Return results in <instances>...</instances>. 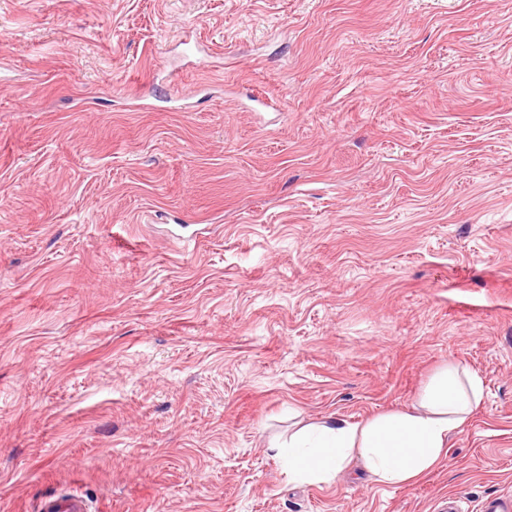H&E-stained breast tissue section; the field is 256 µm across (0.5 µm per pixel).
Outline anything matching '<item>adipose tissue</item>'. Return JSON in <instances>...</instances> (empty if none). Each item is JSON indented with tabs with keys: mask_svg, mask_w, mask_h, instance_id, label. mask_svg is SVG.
<instances>
[{
	"mask_svg": "<svg viewBox=\"0 0 512 512\" xmlns=\"http://www.w3.org/2000/svg\"><path fill=\"white\" fill-rule=\"evenodd\" d=\"M481 379L457 365L439 370L418 405L363 423L325 418L301 425L270 448L289 479L330 484L351 466L378 484L399 486L428 474L482 399Z\"/></svg>",
	"mask_w": 512,
	"mask_h": 512,
	"instance_id": "adipose-tissue-1",
	"label": "adipose tissue"
}]
</instances>
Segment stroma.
Here are the masks:
<instances>
[{"mask_svg": "<svg viewBox=\"0 0 512 512\" xmlns=\"http://www.w3.org/2000/svg\"><path fill=\"white\" fill-rule=\"evenodd\" d=\"M449 362L484 395L420 481L301 485L269 448ZM65 488L512 495V0H0V512Z\"/></svg>", "mask_w": 512, "mask_h": 512, "instance_id": "1", "label": "stroma"}]
</instances>
